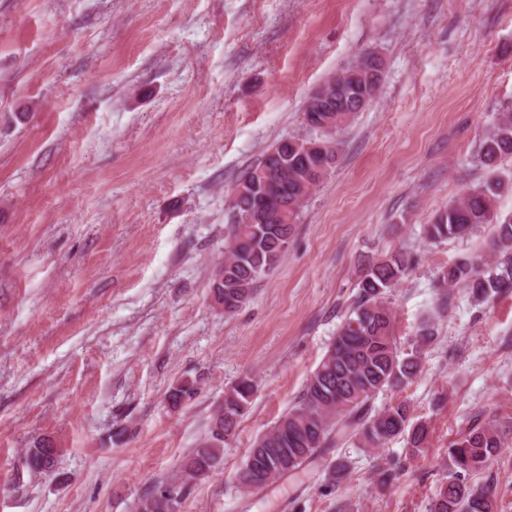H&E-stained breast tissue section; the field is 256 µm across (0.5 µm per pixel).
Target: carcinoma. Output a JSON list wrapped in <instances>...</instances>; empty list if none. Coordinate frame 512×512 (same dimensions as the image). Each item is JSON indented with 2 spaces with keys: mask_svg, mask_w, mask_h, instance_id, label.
I'll use <instances>...</instances> for the list:
<instances>
[{
  "mask_svg": "<svg viewBox=\"0 0 512 512\" xmlns=\"http://www.w3.org/2000/svg\"><path fill=\"white\" fill-rule=\"evenodd\" d=\"M382 57L365 53L325 82L336 84V130H341L359 112L360 96L379 91L384 79ZM331 131L315 141L327 144L329 162L313 155L308 164L288 158V191L279 204L288 205V215L298 218L310 186L319 182L338 157L339 143ZM512 159V110L500 112L485 131L478 159L492 168ZM512 185L492 178L470 189L437 212L424 228L426 238L437 243L448 238L465 239L481 224L495 225L489 243L491 261L481 256L462 258L444 268L438 277L441 289L460 286L476 303L512 290V214L495 213L497 198ZM294 223L279 222L276 207L266 224H233L224 252V297L244 291L251 296L255 283L273 270L285 256L281 242L291 237ZM411 269V259L400 251L385 252L360 270L356 293L328 350L309 376L299 400L275 424L258 436L238 471L241 485L260 493L270 482L306 470L333 449L349 442L366 452L384 448L396 439L405 441V454L423 451L428 425L413 416L405 401L376 410L372 400L380 392L411 382L420 372L423 349L438 335V317L427 315L416 325L409 348H401L394 331L390 307L393 288ZM255 380L239 379L224 393V407L214 418L208 436L182 461V472L195 479L220 465L224 446L235 435L241 417L255 393ZM197 393L196 381L183 379L168 391V400L178 406ZM507 430L496 419L478 415L448 442L444 476L428 512H497L491 486L469 485L468 480L485 471L503 452ZM58 451L44 440L26 450L24 465L34 473L52 471ZM349 469L343 456L327 460L323 481L333 488L343 482ZM183 486L161 487L141 498L136 512H178Z\"/></svg>",
  "mask_w": 512,
  "mask_h": 512,
  "instance_id": "carcinoma-1",
  "label": "carcinoma"
}]
</instances>
